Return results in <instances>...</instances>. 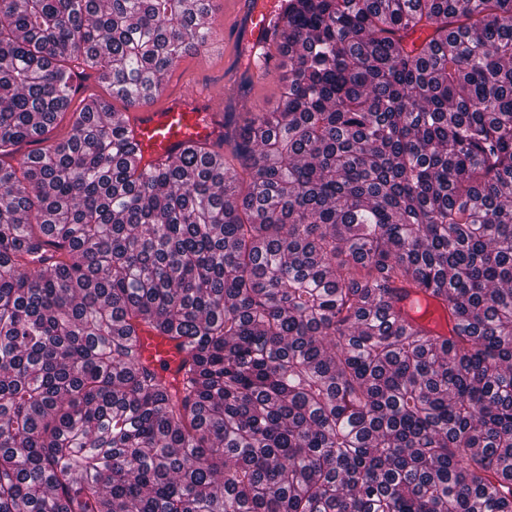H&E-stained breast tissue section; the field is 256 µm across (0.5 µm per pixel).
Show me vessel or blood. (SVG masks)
<instances>
[{
    "label": "vessel or blood",
    "instance_id": "obj_1",
    "mask_svg": "<svg viewBox=\"0 0 512 512\" xmlns=\"http://www.w3.org/2000/svg\"><path fill=\"white\" fill-rule=\"evenodd\" d=\"M277 7L269 0L266 8L254 13V44H261L270 36L275 23ZM134 138L147 161L163 160L181 153L187 142L208 141L216 137L217 127L202 119L195 105L187 100L175 99L163 107L136 106L129 118ZM398 311L408 321L437 334H448L447 316L431 298L405 300L397 305ZM176 336L158 337L149 332H139L135 347L142 360L165 379L178 377L184 357Z\"/></svg>",
    "mask_w": 512,
    "mask_h": 512
}]
</instances>
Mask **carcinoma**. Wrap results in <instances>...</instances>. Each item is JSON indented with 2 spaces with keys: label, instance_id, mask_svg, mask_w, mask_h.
Returning <instances> with one entry per match:
<instances>
[{
  "label": "carcinoma",
  "instance_id": "cac0c4a2",
  "mask_svg": "<svg viewBox=\"0 0 512 512\" xmlns=\"http://www.w3.org/2000/svg\"><path fill=\"white\" fill-rule=\"evenodd\" d=\"M209 12L0 0V512H512V0H288L276 109L219 122L241 172L141 164L99 100L52 139ZM78 88L71 99L67 112H79L85 103L93 99H101L107 101L111 106V112H129L133 106L112 98L107 88L98 82L93 76H87L77 81ZM413 297L411 296L397 304V310L400 311L401 315L408 321L418 324L433 333L449 334L451 324H447L446 313L440 306L431 298L422 295L419 296V303L416 305ZM417 306L421 309L419 312L416 311ZM135 347L142 360L167 380L179 379V368L185 353L179 349L181 339L177 336H154L148 331H140L134 336Z\"/></svg>",
  "mask_w": 512,
  "mask_h": 512
}]
</instances>
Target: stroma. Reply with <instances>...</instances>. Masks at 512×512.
Wrapping results in <instances>:
<instances>
[{"label": "stroma", "instance_id": "35a3bbf8", "mask_svg": "<svg viewBox=\"0 0 512 512\" xmlns=\"http://www.w3.org/2000/svg\"><path fill=\"white\" fill-rule=\"evenodd\" d=\"M254 10L253 0H214L207 23L217 31L216 41L206 52L184 54L164 72L161 95L202 94L227 112L273 110L284 91L279 73L243 76L242 51L252 41Z\"/></svg>", "mask_w": 512, "mask_h": 512}]
</instances>
